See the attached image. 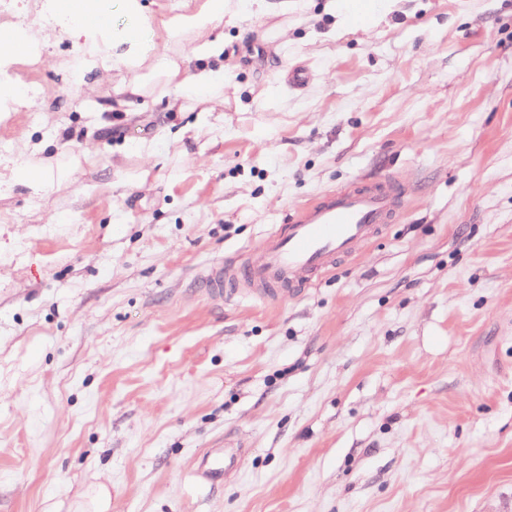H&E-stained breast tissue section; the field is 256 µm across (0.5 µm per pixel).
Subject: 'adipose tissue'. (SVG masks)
Listing matches in <instances>:
<instances>
[{
	"label": "adipose tissue",
	"mask_w": 512,
	"mask_h": 512,
	"mask_svg": "<svg viewBox=\"0 0 512 512\" xmlns=\"http://www.w3.org/2000/svg\"><path fill=\"white\" fill-rule=\"evenodd\" d=\"M288 0H201L192 11L182 12L159 4L156 20L158 43L145 48L141 25L111 27L89 24L74 18L69 34L80 42L84 66L96 61L111 62L113 67L133 72L131 81L113 87L112 95L119 104L131 105L144 97L147 85L141 73L154 75L178 94H201L214 82L215 69L224 63V38L215 29L223 23H235L243 13L268 15L287 10ZM191 45L199 66L192 74H184L182 50Z\"/></svg>",
	"instance_id": "obj_1"
}]
</instances>
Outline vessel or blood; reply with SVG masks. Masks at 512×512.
Here are the masks:
<instances>
[{
    "label": "vessel or blood",
    "mask_w": 512,
    "mask_h": 512,
    "mask_svg": "<svg viewBox=\"0 0 512 512\" xmlns=\"http://www.w3.org/2000/svg\"><path fill=\"white\" fill-rule=\"evenodd\" d=\"M401 208L400 191L389 178L331 191L290 214L247 252L242 265L207 269L203 277L208 293L223 299L228 283L257 297L296 293L377 237ZM239 462L238 453L215 448L201 459L197 473L208 486L220 487Z\"/></svg>",
    "instance_id": "1"
}]
</instances>
